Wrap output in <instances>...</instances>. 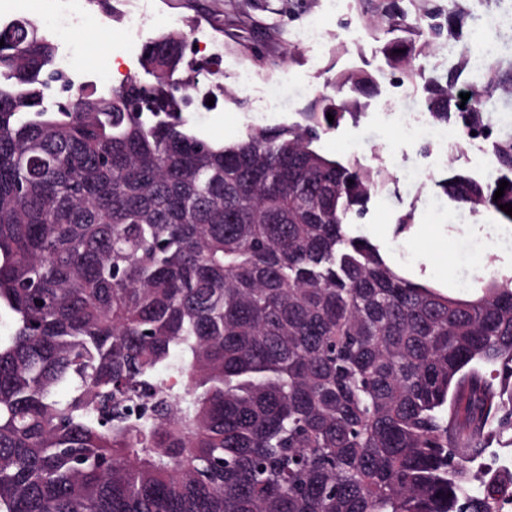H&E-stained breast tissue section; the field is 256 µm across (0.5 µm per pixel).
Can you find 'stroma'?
Returning a JSON list of instances; mask_svg holds the SVG:
<instances>
[{"mask_svg": "<svg viewBox=\"0 0 512 512\" xmlns=\"http://www.w3.org/2000/svg\"><path fill=\"white\" fill-rule=\"evenodd\" d=\"M86 20L73 39L85 78L112 69L113 84L131 76L149 82L137 51L125 48L126 16L146 22L139 46L170 27L187 35L185 55L196 75L186 115L198 137L221 145L248 128L302 121L322 94L335 93L337 74L362 70L376 79L361 97L358 120H344L317 143L327 155L358 159L387 172L364 217L349 231L367 236L395 267L418 269L419 281L470 296L473 275L512 269V224L474 215L435 189L433 178L456 173L480 181L497 177L491 140L458 144L433 124L425 100L434 82L455 77L473 92V64L487 62L512 80V0H458L462 28L441 33L410 74L388 66L392 39L382 23L383 0H76ZM411 215V234L393 232Z\"/></svg>", "mask_w": 512, "mask_h": 512, "instance_id": "35a3bbf8", "label": "stroma"}]
</instances>
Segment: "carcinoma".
<instances>
[{
  "mask_svg": "<svg viewBox=\"0 0 512 512\" xmlns=\"http://www.w3.org/2000/svg\"><path fill=\"white\" fill-rule=\"evenodd\" d=\"M423 23L396 0L392 31ZM0 512H501L512 475L471 462L512 434V274L463 299L401 275L363 236L383 172L314 143L357 98L213 145L187 129V37L145 46L153 82L84 85L47 104L56 47L0 25ZM411 65L414 43L383 47ZM426 100L463 141L482 93ZM358 95L372 76L336 80ZM334 115L328 122L327 114ZM501 174L433 180L475 214L512 204ZM509 182L493 200L499 181ZM43 305H37V302ZM480 483L483 494L474 493Z\"/></svg>",
  "mask_w": 512,
  "mask_h": 512,
  "instance_id": "obj_1",
  "label": "carcinoma"
}]
</instances>
